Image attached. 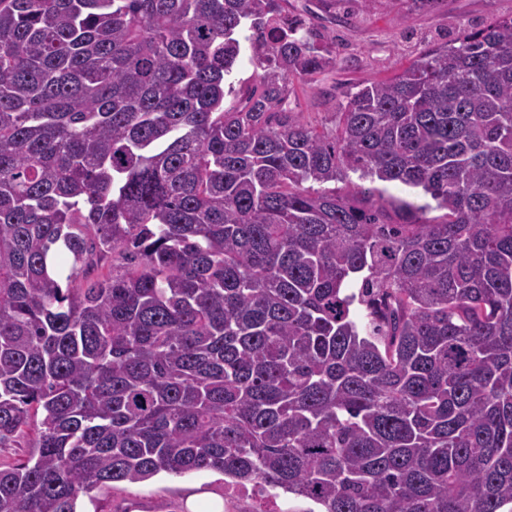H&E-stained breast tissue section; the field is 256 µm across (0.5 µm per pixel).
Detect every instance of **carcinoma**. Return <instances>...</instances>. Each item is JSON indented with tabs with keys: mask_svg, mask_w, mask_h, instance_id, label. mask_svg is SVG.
I'll list each match as a JSON object with an SVG mask.
<instances>
[{
	"mask_svg": "<svg viewBox=\"0 0 512 512\" xmlns=\"http://www.w3.org/2000/svg\"><path fill=\"white\" fill-rule=\"evenodd\" d=\"M339 62L288 0H0V512H512V17L303 121ZM213 497L210 505L197 507L196 495ZM96 501L82 498L80 510L94 512H308L320 510L313 502L291 494L263 491L248 486L246 491L224 485V475L214 471H201L182 476L161 472L149 481L137 484L118 483L114 487L94 492ZM134 506H139L134 508ZM135 511V512H139Z\"/></svg>",
	"mask_w": 512,
	"mask_h": 512,
	"instance_id": "obj_1",
	"label": "carcinoma"
}]
</instances>
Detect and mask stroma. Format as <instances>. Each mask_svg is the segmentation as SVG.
Segmentation results:
<instances>
[{
	"instance_id": "35a3bbf8",
	"label": "stroma",
	"mask_w": 512,
	"mask_h": 512,
	"mask_svg": "<svg viewBox=\"0 0 512 512\" xmlns=\"http://www.w3.org/2000/svg\"><path fill=\"white\" fill-rule=\"evenodd\" d=\"M512 16V0H439L429 10L377 7L353 15L337 12L329 25L343 63L320 82L298 84L290 97L305 121L322 124L337 99L353 85L390 76L409 65L428 43L454 38L462 26H479ZM220 497L224 512H312L313 502L291 495H273L258 487L237 491L222 473L201 471L182 476L160 473L137 484L118 483L98 491L84 512H185L188 495Z\"/></svg>"
}]
</instances>
